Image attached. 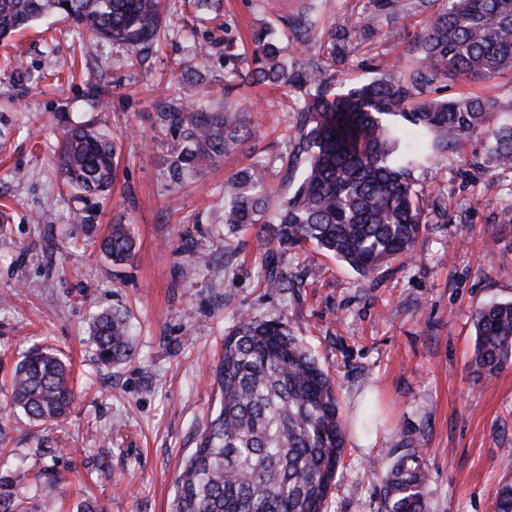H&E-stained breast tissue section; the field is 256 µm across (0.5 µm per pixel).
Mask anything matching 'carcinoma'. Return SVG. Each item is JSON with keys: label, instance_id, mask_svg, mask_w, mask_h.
I'll return each instance as SVG.
<instances>
[{"label": "carcinoma", "instance_id": "cac0c4a2", "mask_svg": "<svg viewBox=\"0 0 512 512\" xmlns=\"http://www.w3.org/2000/svg\"><path fill=\"white\" fill-rule=\"evenodd\" d=\"M449 2L419 32L415 68L343 92L331 91L326 71L363 35L360 21L345 17L331 27L330 64L291 72L271 32L254 35L255 67L242 80L289 84L308 96L282 166L286 193L273 189L259 163L224 184V224L236 230L261 223L264 246L277 244L278 252L267 251L265 287H288L275 257L309 242L364 279L387 260L414 252L426 213L412 178L422 155L406 131L434 154L482 133L498 166L512 170V122H495L491 99L431 96V87L450 75L490 80L512 73V0ZM50 13L140 51L160 37L159 0H0V38ZM157 119L178 132L165 173L172 184L241 143L240 113L231 105L210 112L181 103ZM115 166L111 135L83 125L68 130L57 170L77 200L110 191ZM99 249L114 265L130 261L136 240L129 225H111ZM472 323V373L490 383L512 365V300L477 309ZM93 336L100 363L132 358L127 311L100 315ZM214 385L219 410L200 428L176 479L171 512H327L346 432L334 384L302 342L281 320L242 313L224 336ZM75 398L69 366L50 349H31L15 364L12 405L28 420L62 423ZM389 457L381 472L384 512H430L421 451L395 444ZM29 478L36 503L17 491ZM56 496L57 479L42 470L0 475V512H50ZM493 512H512L508 467Z\"/></svg>", "mask_w": 512, "mask_h": 512}]
</instances>
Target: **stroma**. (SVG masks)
<instances>
[{"label": "stroma", "mask_w": 512, "mask_h": 512, "mask_svg": "<svg viewBox=\"0 0 512 512\" xmlns=\"http://www.w3.org/2000/svg\"><path fill=\"white\" fill-rule=\"evenodd\" d=\"M318 21L307 45L282 40L290 66L327 60L328 29L352 16L368 24L332 74L335 90L408 70L426 14L398 19L380 0H283L279 15L261 0H214L215 20L190 0H162L165 37L149 54L93 39L50 16L0 40V382L25 349L50 346L72 366L77 399L62 424L7 421L9 470L44 465L58 478L64 506L78 494L103 512H169L174 480L192 453L203 419L218 406L213 372L238 314L288 323L335 379L343 412L360 397L375 406L370 447L348 428L343 471L328 512H384L378 463L388 443H413L428 467L432 512H493L512 463V368L489 385L471 374V315L512 299V172L499 169L483 136H472L413 171L430 210L411 258L372 278L308 246L285 256L288 289L263 288L260 225L229 232L224 183L248 164L279 183L287 134L304 106L283 85L232 86L224 43L252 59L254 33L282 32L298 11ZM451 95L491 97L512 122V77L447 82ZM190 97L243 115L240 146L210 168L170 184L173 139L156 121ZM89 125L112 134L117 167L111 192L72 220L70 193L55 170L67 130ZM131 225L136 255L112 265L99 251L109 225ZM128 309L132 361L100 364L90 336L95 315Z\"/></svg>", "instance_id": "obj_1"}]
</instances>
